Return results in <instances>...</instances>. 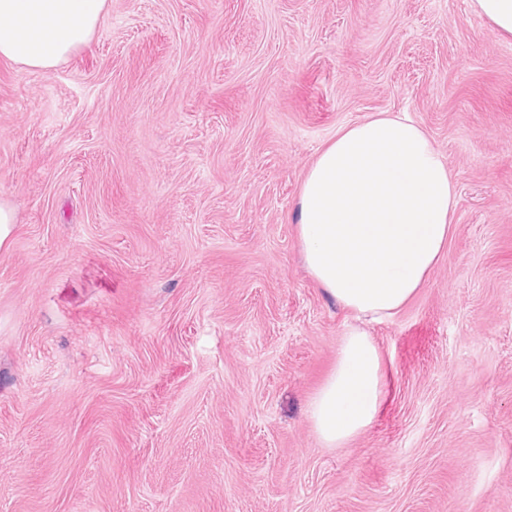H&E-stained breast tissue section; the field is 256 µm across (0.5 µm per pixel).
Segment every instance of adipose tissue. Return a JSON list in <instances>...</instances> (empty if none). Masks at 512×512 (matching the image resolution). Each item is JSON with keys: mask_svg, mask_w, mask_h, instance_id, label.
<instances>
[{"mask_svg": "<svg viewBox=\"0 0 512 512\" xmlns=\"http://www.w3.org/2000/svg\"><path fill=\"white\" fill-rule=\"evenodd\" d=\"M108 0H0V59L54 68L86 44ZM454 176L425 129L381 112L340 128L309 168L294 222L303 263L355 324L308 415L327 448H339L375 420L384 371L362 319L395 316L424 287L452 233Z\"/></svg>", "mask_w": 512, "mask_h": 512, "instance_id": "adipose-tissue-1", "label": "adipose tissue"}]
</instances>
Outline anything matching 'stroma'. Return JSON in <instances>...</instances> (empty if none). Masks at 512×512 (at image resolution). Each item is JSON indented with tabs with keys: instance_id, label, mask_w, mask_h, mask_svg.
Returning <instances> with one entry per match:
<instances>
[{
	"instance_id": "obj_1",
	"label": "stroma",
	"mask_w": 512,
	"mask_h": 512,
	"mask_svg": "<svg viewBox=\"0 0 512 512\" xmlns=\"http://www.w3.org/2000/svg\"><path fill=\"white\" fill-rule=\"evenodd\" d=\"M379 112L447 160L454 233L326 448L351 319L293 212ZM0 193V512H512V38L471 0H110L50 71L0 61ZM17 224L16 209L12 202L0 197V250L7 249ZM384 398V371L376 344L351 326L336 350L332 371L312 395L308 415L326 448H341L375 420Z\"/></svg>"
}]
</instances>
